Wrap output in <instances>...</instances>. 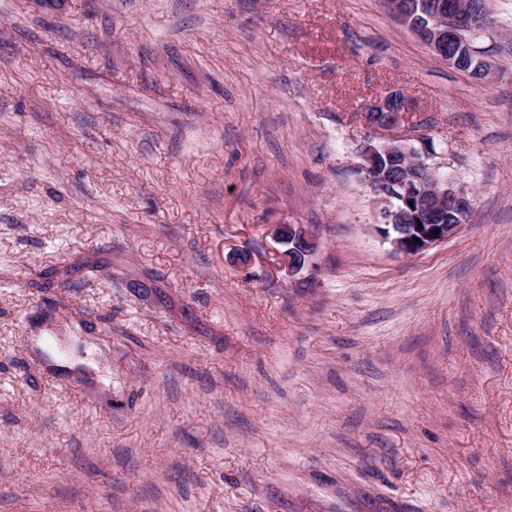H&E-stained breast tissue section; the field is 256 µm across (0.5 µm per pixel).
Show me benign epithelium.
Segmentation results:
<instances>
[{"label": "benign epithelium", "mask_w": 512, "mask_h": 512, "mask_svg": "<svg viewBox=\"0 0 512 512\" xmlns=\"http://www.w3.org/2000/svg\"><path fill=\"white\" fill-rule=\"evenodd\" d=\"M392 8L401 24L421 37L435 53L445 45L456 43L465 32L476 37L489 24L484 5L474 0H454L451 16L437 10L429 22L420 20L410 0H391ZM405 110L401 96L390 94L380 99L368 113V121L377 128L395 126ZM397 158L396 175L387 178L379 172L381 157ZM364 167L371 185L381 204L378 230L389 241L395 252L416 255L440 243L456 237L460 224H435V219L445 212L473 211L469 193L454 186L448 175L419 159L415 149L406 145L387 142L379 146L369 145L363 154ZM424 219L422 228H417L415 218ZM439 232H434V229ZM276 242L283 246L291 240L295 254L280 252V258L288 273L297 274L308 264L318 249L314 232L295 224H280L274 230Z\"/></svg>", "instance_id": "7a95c632"}]
</instances>
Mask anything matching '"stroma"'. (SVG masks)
I'll return each instance as SVG.
<instances>
[{"mask_svg":"<svg viewBox=\"0 0 512 512\" xmlns=\"http://www.w3.org/2000/svg\"><path fill=\"white\" fill-rule=\"evenodd\" d=\"M489 3L479 81L388 0H0V512H512ZM388 140L473 198L413 256L362 168ZM278 224L317 237L297 275ZM400 99L401 96L397 94L380 99L367 113L369 123L377 128L395 126L405 110V102ZM377 116H380V119H377Z\"/></svg>","mask_w":512,"mask_h":512,"instance_id":"stroma-1","label":"stroma"}]
</instances>
